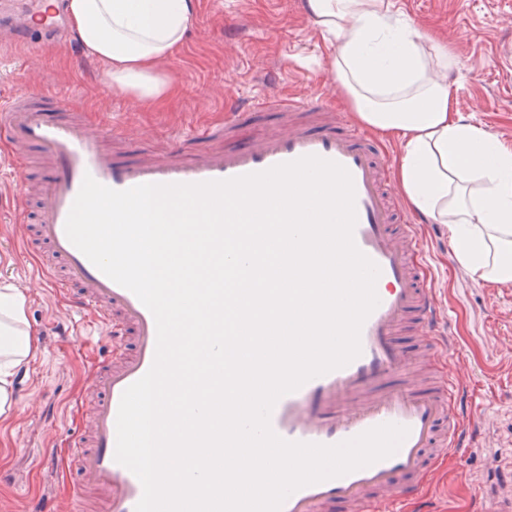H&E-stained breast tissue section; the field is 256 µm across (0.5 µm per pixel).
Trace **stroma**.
<instances>
[{"mask_svg":"<svg viewBox=\"0 0 512 512\" xmlns=\"http://www.w3.org/2000/svg\"><path fill=\"white\" fill-rule=\"evenodd\" d=\"M197 20L178 55L160 66L177 83L180 97L146 107L111 90L101 66L81 52L55 45L26 49L0 40V96L22 90L50 92L86 120L91 131L112 129L125 153L163 150L190 129L220 123L236 106L254 103L267 83L281 98L322 97L343 113L329 68L334 43L314 32L301 0H199ZM424 32L441 38L459 58L450 76L458 109L504 144L512 146V0H401ZM41 170L14 162L0 139V288L27 297V317L37 350L13 375L16 407L0 420V512H26L41 493L58 506L70 500L68 485L49 479L39 466L46 448H62L75 434L68 407L88 396L103 334L94 310H79L67 294L44 287L34 255L23 243L34 221L33 185ZM426 257L448 328L452 372L467 388L481 437L426 478L431 512H496L512 501V283L474 279L456 263L448 229L427 236ZM74 327L69 342L56 333Z\"/></svg>","mask_w":512,"mask_h":512,"instance_id":"1","label":"stroma"}]
</instances>
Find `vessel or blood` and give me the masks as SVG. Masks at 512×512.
Here are the masks:
<instances>
[{"label": "vessel or blood", "mask_w": 512, "mask_h": 512, "mask_svg": "<svg viewBox=\"0 0 512 512\" xmlns=\"http://www.w3.org/2000/svg\"><path fill=\"white\" fill-rule=\"evenodd\" d=\"M21 38L32 47L60 34L56 13L33 7ZM280 112L283 131L245 135L259 113ZM318 103L284 100L273 91L233 113L223 124L192 129L175 138L161 155L121 158L102 135L90 133L63 98L25 93L0 102V135L13 150L37 148L48 161L46 184L36 203L30 239L50 255L39 264L48 284L71 292L79 307L99 314L105 343L92 377L94 401L88 435L70 450L78 475L72 497L76 512H135L143 494L139 479L115 459L116 420L124 390L151 367L157 330L152 313L128 289L95 267L68 239L65 223L85 176L115 190L146 184L200 183L267 170L316 155L344 166L355 188L357 247L380 269L379 305L361 331V354L347 366L315 377L282 396L271 426L288 441L333 445L379 425L393 423L409 433L397 452L368 467L301 488L281 512H335L338 507L378 504L383 512L422 502L433 454L455 457L480 430L469 414L465 390L447 375L454 345L424 261V238L404 219L397 193L386 177L380 151L369 135L343 116L322 123ZM232 135L219 150L208 141ZM200 152L184 159L187 143ZM420 331L430 367L440 381L428 389L396 375L406 353L397 337L405 328Z\"/></svg>", "instance_id": "obj_1"}]
</instances>
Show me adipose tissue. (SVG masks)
Segmentation results:
<instances>
[{"label": "adipose tissue", "mask_w": 512, "mask_h": 512, "mask_svg": "<svg viewBox=\"0 0 512 512\" xmlns=\"http://www.w3.org/2000/svg\"><path fill=\"white\" fill-rule=\"evenodd\" d=\"M68 26L106 83L149 105L177 88L159 66L180 51L199 0H68ZM307 24L333 36L330 68L362 125L400 139L394 181L408 210L448 228L454 259L491 284L512 282V148L456 107L458 58L408 19L398 0H303ZM27 299L0 289V417L16 368L36 350Z\"/></svg>", "instance_id": "1"}]
</instances>
